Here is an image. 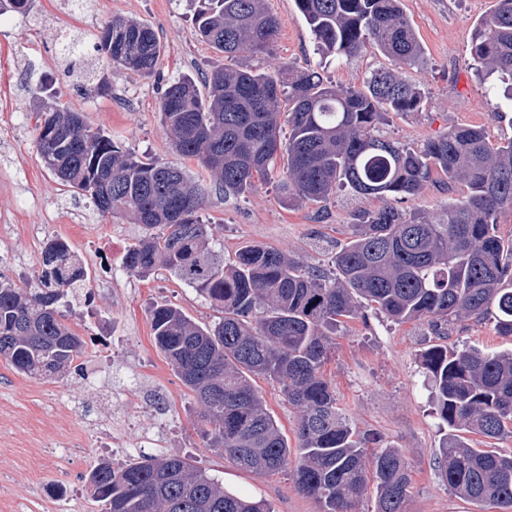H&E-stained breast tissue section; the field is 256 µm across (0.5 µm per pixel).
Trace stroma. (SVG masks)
<instances>
[{"mask_svg":"<svg viewBox=\"0 0 512 512\" xmlns=\"http://www.w3.org/2000/svg\"><path fill=\"white\" fill-rule=\"evenodd\" d=\"M496 0H401L424 48L418 66L401 70L423 96L420 111L388 114L382 136L418 149L459 126L482 129L491 143L512 138V100L498 78L481 80L470 55L475 25ZM279 29L271 52L242 53L232 63L271 72L285 62L304 70L323 66L340 88L362 87L387 58L365 47L353 58L323 61L294 0H267ZM87 15L44 8L12 13L0 21V276L23 283L38 270L45 240H68L87 263L89 304L67 312V324L86 342L78 370L40 379L19 374L0 360V512H97L82 481L99 462L121 466L141 456L178 454L206 469L226 489L269 501L275 512H318L301 492L292 469L259 475L240 469L206 447L194 395L156 348L149 311L156 304L182 309L200 324L218 312L193 288L166 270L138 278L123 257L142 229L129 218L100 216L45 166L35 147V84L49 86L58 105L80 112L85 124L108 132L123 149L184 168L194 179L206 173L176 155L162 125L160 98L173 79L227 66L192 32L189 0H88ZM149 24L163 51L150 77L112 67L110 89L69 74L56 50V35L82 39L87 65L97 62L92 36L112 17ZM432 174L415 197H354L338 191L322 202L292 206L274 184L241 196L210 193L202 217L216 246L231 256L246 245H265L304 266L332 272V259L353 236L352 215L391 207L431 222L463 197L465 184L444 190ZM325 374L350 426L379 434L382 447L398 449L412 483L407 512H484L442 480L436 452L443 430L434 413L422 353L436 344L485 352L512 349L493 316L466 318L441 327L420 320L397 324L383 314L350 320L333 338ZM164 426L160 443L145 438L147 421Z\"/></svg>","mask_w":512,"mask_h":512,"instance_id":"35a3bbf8","label":"stroma"}]
</instances>
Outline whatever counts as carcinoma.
I'll return each instance as SVG.
<instances>
[{"mask_svg":"<svg viewBox=\"0 0 512 512\" xmlns=\"http://www.w3.org/2000/svg\"><path fill=\"white\" fill-rule=\"evenodd\" d=\"M326 55L352 57L370 45L397 65H415L423 47L400 0H295ZM277 17L265 0H198L196 36L234 59L271 49ZM99 60L149 77L162 45L143 22L114 17L99 32ZM472 59L508 84L512 95V0H497L471 40ZM412 82L391 68L362 89H340L316 69L290 63L273 73L224 67L172 81L159 101L172 149L209 171L226 196L250 192L284 165L282 201H322L341 187L362 196L411 198L436 170L468 193L433 224L394 208L354 215L353 238L333 260L335 274L287 254L248 245L226 258L201 217L206 189L168 162L117 145L80 113L46 104L36 112L44 163L103 217H129L142 235L125 256L140 278L165 268L221 313L200 325L181 309L156 305L149 317L157 349L194 394L206 446L238 467L275 472L291 448L254 381L277 386L301 416L294 479L319 512H351L368 483L376 512H406L411 478L402 455L359 433L336 405L324 365L344 318L368 306L397 323L481 318L495 308L500 335L512 337V242L498 215L512 209V139L491 144L458 127L412 149L379 134L390 112L420 108ZM288 138L282 139V124ZM86 275L70 245L45 242L39 270L23 285L0 280V359L33 377L71 370L85 341L61 307L89 300ZM434 386L436 414L448 427L438 448L442 479L459 496L512 512V456L473 447L465 434H512V350L485 353L434 345L421 356ZM100 512H274L266 500L224 489L179 455L142 456L115 468L102 461L84 478Z\"/></svg>","mask_w":512,"mask_h":512,"instance_id":"carcinoma-1","label":"carcinoma"}]
</instances>
